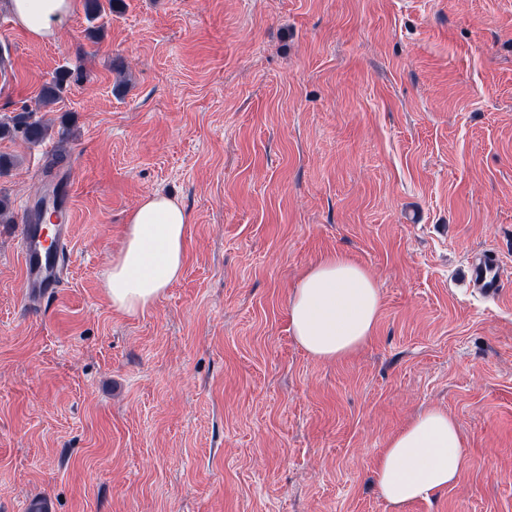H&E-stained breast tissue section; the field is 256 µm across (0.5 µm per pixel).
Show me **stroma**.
Wrapping results in <instances>:
<instances>
[{
    "label": "stroma",
    "mask_w": 512,
    "mask_h": 512,
    "mask_svg": "<svg viewBox=\"0 0 512 512\" xmlns=\"http://www.w3.org/2000/svg\"><path fill=\"white\" fill-rule=\"evenodd\" d=\"M6 3L0 119L73 77L52 137L0 139V512H512V0H114L100 39L80 7L47 42ZM62 129L72 261L33 302L18 231ZM156 193L186 260L131 315L102 278ZM336 253L382 308L320 361L288 302ZM429 408L466 467L390 503L377 459ZM470 284L482 296L496 299L500 296L503 281L500 275L499 260L488 253L476 255L468 262Z\"/></svg>",
    "instance_id": "stroma-1"
}]
</instances>
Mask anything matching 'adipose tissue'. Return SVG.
<instances>
[{
	"mask_svg": "<svg viewBox=\"0 0 512 512\" xmlns=\"http://www.w3.org/2000/svg\"><path fill=\"white\" fill-rule=\"evenodd\" d=\"M17 25L34 41L54 38L76 0H8ZM188 215L176 199L145 197L127 221L124 249L113 260L104 288L118 311L135 314L151 307L181 275ZM382 298L376 281L342 254L308 269L288 305L291 332L313 358H343L373 335ZM466 455L456 421L447 412L418 414L387 443L375 478L382 498L407 504L447 489L462 474Z\"/></svg>",
	"mask_w": 512,
	"mask_h": 512,
	"instance_id": "adipose-tissue-1",
	"label": "adipose tissue"
}]
</instances>
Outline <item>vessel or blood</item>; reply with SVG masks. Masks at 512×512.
I'll return each instance as SVG.
<instances>
[{
	"instance_id": "b4317fda",
	"label": "vessel or blood",
	"mask_w": 512,
	"mask_h": 512,
	"mask_svg": "<svg viewBox=\"0 0 512 512\" xmlns=\"http://www.w3.org/2000/svg\"><path fill=\"white\" fill-rule=\"evenodd\" d=\"M28 297L49 299L63 287V272L70 253V228L65 224L46 226L25 224L18 238ZM470 284L482 296L495 299L502 292L499 261L487 253L476 255L468 263Z\"/></svg>"
}]
</instances>
